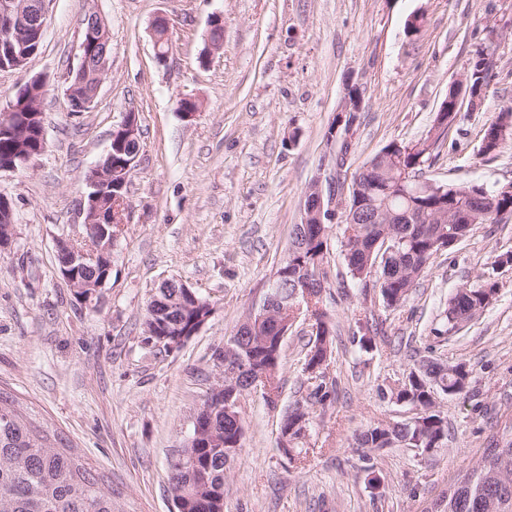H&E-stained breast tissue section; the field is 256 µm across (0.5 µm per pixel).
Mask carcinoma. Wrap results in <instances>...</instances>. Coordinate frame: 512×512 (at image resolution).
I'll return each instance as SVG.
<instances>
[{"instance_id": "carcinoma-1", "label": "carcinoma", "mask_w": 512, "mask_h": 512, "mask_svg": "<svg viewBox=\"0 0 512 512\" xmlns=\"http://www.w3.org/2000/svg\"><path fill=\"white\" fill-rule=\"evenodd\" d=\"M40 49V42L25 35L21 42L7 46L0 44V61L29 60ZM102 73L95 68L84 72L77 87L84 95L94 89ZM512 108L501 113L497 121L485 129L480 146L483 155L494 153L499 143L494 129L508 126ZM38 156V142L32 137H0V159L14 156L20 147ZM391 156L375 155L371 165L368 209H388L395 214L391 224H348L345 230L353 237L341 242L346 267L351 276L367 282L375 279L382 302L397 307L407 298L410 290L429 267L432 258L444 250L446 241L442 231L465 237L476 224H497L499 220L488 216L487 207L477 185L444 186L442 197L455 205L463 214L464 222L440 223L434 208L435 194L419 195L408 201L397 195V165L411 169L419 184V171L423 161L419 155H402L397 143L383 147ZM328 252V235L314 230L304 231L293 225L288 256L277 270L273 285L293 289L303 278H312V287L324 289L328 284V270L324 265ZM496 294L492 278L477 275L466 280L449 299L443 312L445 330L436 335L455 331L450 313L471 321L490 304ZM322 296H315L306 311L314 319L313 326L323 328L322 342L333 349V334L327 314L320 308ZM447 365L423 359L396 385L395 398L418 409L416 421L403 422L400 427L377 425L356 436L357 445L373 452L382 448L405 446L428 448L436 441H444L447 426L440 411L433 409V396L442 392L459 394L465 384ZM333 387L321 376L318 386L303 401L305 411L311 415L324 410L331 401ZM224 429V441L237 442L243 437V421L227 417L216 418ZM205 477L197 481L188 512H215L224 499V478L234 456L226 448H195ZM0 512H113L112 492L102 480L56 432L42 426L32 414L20 409L9 393L0 390ZM443 512H512V438L495 441L483 450L479 461L459 474L448 487Z\"/></svg>"}]
</instances>
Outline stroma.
<instances>
[{
	"label": "stroma",
	"mask_w": 512,
	"mask_h": 512,
	"mask_svg": "<svg viewBox=\"0 0 512 512\" xmlns=\"http://www.w3.org/2000/svg\"><path fill=\"white\" fill-rule=\"evenodd\" d=\"M97 13L111 52L92 106L72 112L71 76L83 19ZM420 16L418 31L407 28ZM168 22L169 51L155 58L152 22ZM224 44L202 58L212 17ZM493 78L478 106L461 98L447 135L427 155L424 178L495 191L512 183V126L480 156L485 129L512 107V0H50L41 48L22 70L0 72V111L18 82L46 80V148L24 169L0 173L14 235L0 251V387L61 432L112 487L113 512H177L170 464L215 383V354L258 307L283 264L305 190L333 170L326 133L348 89H358L346 166L360 169L388 143L426 139L478 47ZM197 101L194 118L177 110ZM136 113L140 155L106 284L77 300L56 262V242L77 235L85 175L111 134ZM343 225L328 230L333 330L325 370L336 395L303 457L278 449L279 424L306 396L311 323L299 312L282 344L276 407L241 398L243 446L224 481V512H433L490 439L512 437V266L496 294L446 339L432 330L463 280L512 252V219L475 225L440 252L404 304L387 309L378 288L353 279L341 255ZM177 278L213 314L182 347L144 342L157 285ZM372 340L362 348L361 337ZM423 358L470 370L462 394L442 395L443 449L427 456L387 448L363 461L354 437L409 419L390 389Z\"/></svg>",
	"instance_id": "1"
}]
</instances>
